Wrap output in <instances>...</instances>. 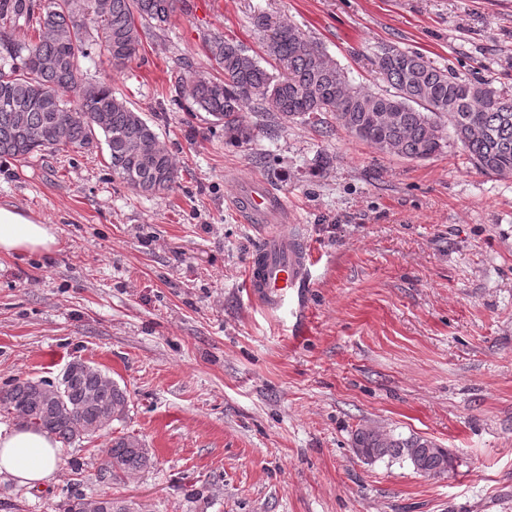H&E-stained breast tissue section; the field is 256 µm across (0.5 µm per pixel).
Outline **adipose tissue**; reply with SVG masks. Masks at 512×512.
<instances>
[{"mask_svg":"<svg viewBox=\"0 0 512 512\" xmlns=\"http://www.w3.org/2000/svg\"><path fill=\"white\" fill-rule=\"evenodd\" d=\"M58 246L49 225L36 222L17 208L0 206V254L48 253ZM63 462L62 448L45 434L0 423V476L40 489L52 482Z\"/></svg>","mask_w":512,"mask_h":512,"instance_id":"adipose-tissue-1","label":"adipose tissue"}]
</instances>
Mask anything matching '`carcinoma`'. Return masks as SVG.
<instances>
[{
  "label": "carcinoma",
  "mask_w": 512,
  "mask_h": 512,
  "mask_svg": "<svg viewBox=\"0 0 512 512\" xmlns=\"http://www.w3.org/2000/svg\"><path fill=\"white\" fill-rule=\"evenodd\" d=\"M178 0H0V158L23 163L38 151L68 152L104 136L112 174L143 193L169 191L177 170L165 145L141 113L105 82L84 77L82 61L94 42L116 71L127 66L142 43L146 23H169ZM38 24L37 35L18 41L8 25ZM270 53L279 73L261 65L243 44L222 35L207 45L216 74L200 77L181 62L180 98L224 124V135L240 143L251 129L239 122L247 108L283 121L336 123L381 153L424 160L447 144L445 131L460 143L479 170L512 178V98L485 79L468 82L451 68H437L422 55L394 45L375 54L387 90L364 91L349 83L324 49L290 24L274 30ZM129 396L112 377L82 360L71 362L56 382L18 379L0 390V415L20 418L55 441L69 445L106 431L125 418ZM353 447L371 458L404 459L405 448L423 452L412 462L424 475L448 460L427 438L393 437L382 443L376 430L360 428ZM153 463L150 449L136 436L110 440L104 469L128 476ZM63 512H144L140 504L109 496L74 495Z\"/></svg>",
  "instance_id": "1"
}]
</instances>
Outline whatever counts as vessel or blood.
Listing matches in <instances>:
<instances>
[{"label": "vessel or blood", "mask_w": 512, "mask_h": 512, "mask_svg": "<svg viewBox=\"0 0 512 512\" xmlns=\"http://www.w3.org/2000/svg\"><path fill=\"white\" fill-rule=\"evenodd\" d=\"M282 206V200L262 183L237 202L239 212L254 220L267 218ZM263 239L262 248L247 270L248 288L262 306L277 310L282 316L302 320L301 309L293 307L292 302L296 292L310 280V268L314 264L311 253L300 239L273 227L264 232Z\"/></svg>", "instance_id": "b4317fda"}]
</instances>
